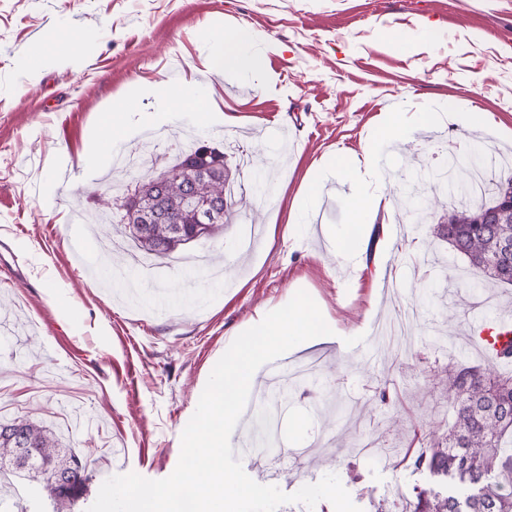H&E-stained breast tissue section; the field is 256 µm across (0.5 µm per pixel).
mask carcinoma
Returning a JSON list of instances; mask_svg holds the SVG:
<instances>
[{
  "label": "carcinoma",
  "mask_w": 512,
  "mask_h": 512,
  "mask_svg": "<svg viewBox=\"0 0 512 512\" xmlns=\"http://www.w3.org/2000/svg\"><path fill=\"white\" fill-rule=\"evenodd\" d=\"M182 168L206 166L224 174V156L205 146L189 154ZM134 201L123 206L119 223L137 222V206L146 199L160 200L172 217L192 225L195 214L183 205L182 190L137 187ZM512 200V176L499 178L490 203L460 204L448 209L444 223L433 234L464 257L483 275L486 287L512 286V214L496 223ZM134 242L157 257H167L183 244L171 225L147 224L130 232ZM445 385L454 425L443 440L430 439L414 461L418 469L447 478L448 491H417L405 512H512V373L490 364L456 361L446 368ZM27 471L52 503L53 512H73L76 492L89 480L87 464L73 449L62 446L46 427L28 419L0 423V473Z\"/></svg>",
  "instance_id": "1"
}]
</instances>
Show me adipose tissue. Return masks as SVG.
<instances>
[{
	"mask_svg": "<svg viewBox=\"0 0 512 512\" xmlns=\"http://www.w3.org/2000/svg\"><path fill=\"white\" fill-rule=\"evenodd\" d=\"M219 47L218 66L224 73L247 71L262 75L261 57L249 54L247 45L253 40L252 30L237 24L214 33ZM154 98L159 109L148 123L154 127L167 125L174 112L193 105L200 97L195 83L187 81L133 83L124 94L113 97L106 105V127L113 138L122 139L133 129L132 117L139 99ZM491 116L461 106L456 101L445 102L437 108H427L415 114H407L400 106H391L377 129V143H385L408 137L419 126L450 123L463 130L489 124ZM349 174L354 178L349 187L347 211L350 218V235L342 241L340 255L346 266L355 274H363L370 261L382 260L392 248L388 228L390 226V201L385 177L378 165L375 151L368 150L355 156L343 151L325 156L318 167V174L309 182L307 193L293 201L292 212H299L311 205L318 197L325 178L337 174Z\"/></svg>",
	"mask_w": 512,
	"mask_h": 512,
	"instance_id": "adipose-tissue-1",
	"label": "adipose tissue"
}]
</instances>
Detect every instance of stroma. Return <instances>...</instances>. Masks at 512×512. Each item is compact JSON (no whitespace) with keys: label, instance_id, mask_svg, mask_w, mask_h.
Segmentation results:
<instances>
[{"label":"stroma","instance_id":"stroma-1","mask_svg":"<svg viewBox=\"0 0 512 512\" xmlns=\"http://www.w3.org/2000/svg\"><path fill=\"white\" fill-rule=\"evenodd\" d=\"M230 23L254 31L247 50L263 59L267 88L217 68L204 31ZM426 24L441 35L435 45L402 51L382 37L415 38ZM52 29L68 43L31 69ZM200 76L206 90L191 112L113 146L136 162L131 186L191 144L223 152L227 221L157 259L166 294L144 286L130 298L104 284L98 259L111 252L136 274L146 252L122 225L92 232L74 218L98 211L92 191L112 166L92 158L93 129L132 83ZM451 98L493 122L427 126L383 150L400 180L374 290L372 273L351 277L336 252L350 232L342 178L297 217L290 206L324 155L373 145L388 105L412 113ZM213 108L223 126L202 122ZM452 154L512 159V0H0V423L37 421L87 461L77 512L114 475L166 478L236 333L303 290L344 336L287 358L321 372L279 417L288 476L277 486L291 494L333 473L361 512H401L435 482L405 452L454 421L444 368L484 359L467 334L472 303L512 309V287L478 289V273L429 235L450 198L414 215L399 206L405 180L430 181ZM266 173L263 201L256 177Z\"/></svg>","mask_w":512,"mask_h":512}]
</instances>
